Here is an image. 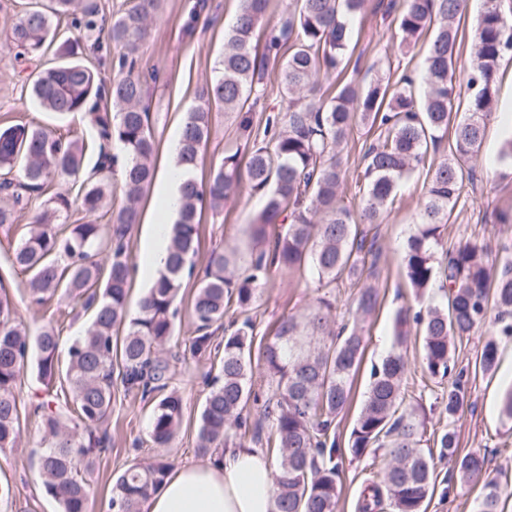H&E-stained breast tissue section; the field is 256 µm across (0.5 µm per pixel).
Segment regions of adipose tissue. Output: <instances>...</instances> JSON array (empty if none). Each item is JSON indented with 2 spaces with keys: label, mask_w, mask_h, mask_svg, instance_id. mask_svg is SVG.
<instances>
[{
  "label": "adipose tissue",
  "mask_w": 512,
  "mask_h": 512,
  "mask_svg": "<svg viewBox=\"0 0 512 512\" xmlns=\"http://www.w3.org/2000/svg\"><path fill=\"white\" fill-rule=\"evenodd\" d=\"M190 174L167 168L152 202L150 233L144 241L138 274L155 277L164 267L169 238L163 229L177 213ZM145 512H275L273 466L258 448H225L203 463L182 466L168 475L147 499Z\"/></svg>",
  "instance_id": "ef3b65f1"
}]
</instances>
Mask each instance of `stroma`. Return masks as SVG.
<instances>
[{
	"label": "stroma",
	"instance_id": "stroma-1",
	"mask_svg": "<svg viewBox=\"0 0 512 512\" xmlns=\"http://www.w3.org/2000/svg\"><path fill=\"white\" fill-rule=\"evenodd\" d=\"M193 2L160 0L148 35L137 52L138 68L148 77L146 102L155 140V171L159 174L169 162L171 141L178 137L183 121L196 103L197 90L215 76V67L224 50V34L240 5V0H207L203 21L189 34L184 30V22ZM387 3L388 0H367L359 40L348 50L357 64L351 75L364 84L375 76H388L393 66L412 72L415 79L423 77L425 43L421 40L412 44L403 42L392 18L386 15ZM51 60L48 54L33 60L0 58V127L29 123L66 138L82 140L88 146L85 164L93 166L97 159L96 132L84 116L75 113L65 118L56 117L42 111L30 95L32 76ZM239 122L237 113L213 111L210 135L196 172L198 180H207L210 169L221 162L225 153L236 151L240 156H247L251 143L242 134ZM503 137L500 121H490L485 139L472 160L477 178L474 183L465 185L445 226L443 235L448 245L477 239L490 242L496 249H512V230L491 221L494 211L512 209V168L498 161ZM426 190L424 173L413 174L405 180L379 229L380 304L364 324L365 363L353 381L349 404L336 418L339 463L336 512H359L364 488L368 481L380 477L387 462L381 451L353 457L351 431L365 399L370 364L392 349L395 313L401 306L415 302L403 278V256L405 243L415 231L414 222ZM42 205V199L30 201L11 229L0 228V297L13 303L31 331L46 325L55 327L60 336L59 351L64 354L89 324V314L58 299L41 307L31 306L27 277L12 265L13 253L30 218ZM262 207V196L245 189L220 211L203 209L198 263H205L211 250L217 247L239 248L246 260L260 251V244L252 242L246 230ZM197 286L194 280L184 283L177 299L175 331L164 350L165 356L176 366L173 386L183 396L180 431L170 447H153L149 438L153 402L125 393L122 386H114L112 413L106 423L107 449L88 477L91 512H111L112 486L132 464L162 456L176 469L201 460L196 431L202 404L210 389V362L189 353L194 331L191 303ZM317 296L316 282L307 273L271 270L251 312L255 322V346H263L273 338L282 318L305 313ZM483 343L484 337L480 334L456 342L454 362L463 371L466 398L461 410L452 418L439 400L442 384L423 368L421 340L412 338L404 351L407 362L405 405L414 409L424 423L423 449H435L437 435L451 425L457 432L462 451L485 452L488 471L501 485V508L503 512H512V421H505L501 414L503 394L512 388V341L501 343L496 366L488 372L474 366ZM42 391L35 368L26 367L18 388L21 412L18 444L0 452V487L9 490L8 496L0 498V512H61L58 501L44 492L42 478L31 456L40 446V417L35 405ZM436 474V490L426 499L425 512H474L480 484L461 485L453 463L445 460L437 462Z\"/></svg>",
	"mask_w": 512,
	"mask_h": 512
}]
</instances>
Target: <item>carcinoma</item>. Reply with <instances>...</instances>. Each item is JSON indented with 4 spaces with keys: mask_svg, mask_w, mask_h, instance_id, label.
Listing matches in <instances>:
<instances>
[{
    "mask_svg": "<svg viewBox=\"0 0 512 512\" xmlns=\"http://www.w3.org/2000/svg\"><path fill=\"white\" fill-rule=\"evenodd\" d=\"M160 0H127L118 14L105 18L94 3L48 0L30 7L13 23L6 41L15 57L42 56L56 43L62 20L80 31L58 46V61L39 71L31 91L46 111L60 116L83 113L96 129L98 154L92 173L84 175L87 146L64 140L42 127L17 124L0 128V170L22 167L24 181L0 205V226L17 222L16 206L40 196L56 180L83 179L81 211L88 217L104 206L114 166L123 168L124 204L109 233L92 220L56 229L71 200L58 194L33 214L27 236L14 252L13 265L29 276L30 304L42 306L55 297L91 312V322L68 349L60 370V336L53 327L33 334L6 299H0V451L14 448L19 434L17 389L20 373L33 362L44 386L41 412L42 446L38 466L45 492L61 512H89L86 474L106 450L104 424L112 412L115 381L126 392L157 399L150 440L167 448L182 423L183 399L170 387L172 364L158 349L174 335L175 301L184 281L195 274L197 224L204 207L217 210L247 184L262 193L264 206L251 224V236L264 240L266 227L281 226L269 248L246 266L237 249L213 250L202 270L192 302L195 336L190 351L217 357V373L200 412L197 451L212 456L229 446L233 436L260 428L243 415L253 389V369H265L268 389L263 416L271 421L267 444L277 448L274 484L278 512H336L338 464L336 417L349 402L351 381L364 356L362 328L333 337V305L317 299L302 317L281 322L275 336L252 352L254 322L248 311L271 269L307 268L322 287L340 279L353 284L377 275L379 247L373 230L394 203L405 179L424 170L428 188L418 213L416 231L406 244L404 277L418 298L438 277L446 282V302L415 311L403 306L395 316L393 349L372 364L365 400L355 421L351 451L362 456L384 448L389 466L379 483L366 486L360 512H423L435 489L433 457L419 448L423 423L403 408L406 361L401 347L411 331L421 336L423 363L433 378L451 375L454 342L477 334L497 310L494 334L483 344L479 364L492 370L499 341L512 338V253L493 255L466 241L443 252L441 232L465 183L475 176L471 165L495 112V76L500 63L512 57V0H483L471 38V65L466 75L467 108H454V57L459 22L466 0H391L387 11L403 37L429 36L424 54L423 95L415 80L401 73L395 80L377 77L359 85L341 77L354 25L363 18L366 0H296L277 27L261 29L268 0H242L224 37V53L216 77L198 89V104L182 127L178 163L195 172L208 140L210 113L216 105L242 114L243 132L250 131L244 113L249 99L265 94L268 69L278 72L286 112L266 118L263 138L253 141L246 167L238 153L224 155L206 184L189 180L173 224L164 269L139 312L127 314L134 266L127 236L139 222L140 203L154 177L155 141L145 103V80L129 59L145 40L149 20ZM121 50L122 76L107 78L100 66ZM106 100L115 112H100ZM369 127L375 138L365 147L355 178L361 194L357 212L341 204L347 169L341 145L353 128ZM453 130L448 157L435 161L448 130ZM107 253L106 263L96 260ZM236 305L244 318L215 339L224 311ZM379 304L375 285H364L356 299L360 319ZM124 330L120 360L113 365L114 335ZM68 394L56 389V380ZM460 379L442 392L448 428L437 438L439 458L457 466L460 481L483 482L475 512H501V488L486 476L485 457L478 451L459 455L454 417L464 403ZM170 463L163 457L134 464L112 486V512H142L150 491L166 479Z\"/></svg>",
    "mask_w": 512,
    "mask_h": 512,
    "instance_id": "1",
    "label": "carcinoma"
}]
</instances>
